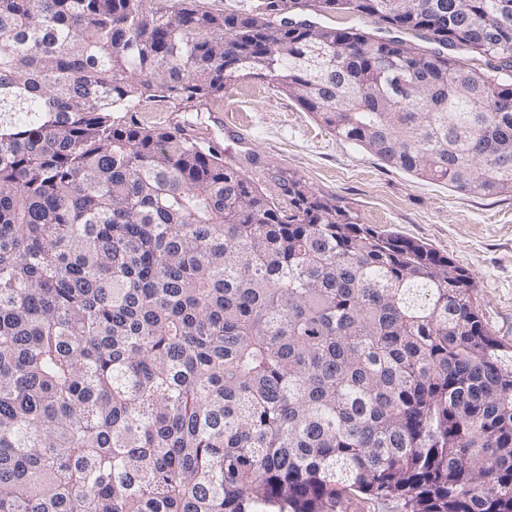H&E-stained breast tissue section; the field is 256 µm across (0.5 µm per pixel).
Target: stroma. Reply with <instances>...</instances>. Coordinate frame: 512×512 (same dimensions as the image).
Returning a JSON list of instances; mask_svg holds the SVG:
<instances>
[{"mask_svg": "<svg viewBox=\"0 0 512 512\" xmlns=\"http://www.w3.org/2000/svg\"><path fill=\"white\" fill-rule=\"evenodd\" d=\"M152 127L188 121L203 149L247 165L251 177L293 175L336 197L361 223L427 243L475 277L473 300L491 333L512 343V196L468 195L391 168L336 139L313 115L269 82H238L199 111L141 103Z\"/></svg>", "mask_w": 512, "mask_h": 512, "instance_id": "obj_1", "label": "stroma"}]
</instances>
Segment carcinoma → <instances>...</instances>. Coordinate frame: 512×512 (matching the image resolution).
I'll use <instances>...</instances> for the list:
<instances>
[{
    "label": "carcinoma",
    "instance_id": "carcinoma-1",
    "mask_svg": "<svg viewBox=\"0 0 512 512\" xmlns=\"http://www.w3.org/2000/svg\"><path fill=\"white\" fill-rule=\"evenodd\" d=\"M246 80L512 195V0H0V512H512V344L474 277L136 118ZM311 20L317 22L321 26H330V27H348V26H357L363 28L367 32L372 35H378L381 37L388 36H397L400 35L402 37H410L411 35H401L399 33H388L384 29L377 30V24L371 23L370 21L358 20L354 17L337 14V13H320L318 15H313ZM396 500L392 498L355 497L345 501L338 512H400Z\"/></svg>",
    "mask_w": 512,
    "mask_h": 512
}]
</instances>
